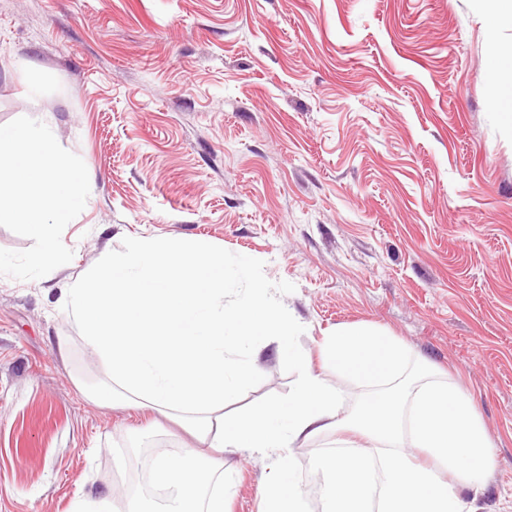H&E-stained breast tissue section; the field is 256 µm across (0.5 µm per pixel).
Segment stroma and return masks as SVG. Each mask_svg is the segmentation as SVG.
I'll return each instance as SVG.
<instances>
[{
    "mask_svg": "<svg viewBox=\"0 0 512 512\" xmlns=\"http://www.w3.org/2000/svg\"><path fill=\"white\" fill-rule=\"evenodd\" d=\"M493 0H0V125L28 116L79 155L90 195L38 280L0 276V512H127L114 445L173 412L96 403L108 379L65 283L127 237L214 244L295 284L283 302L321 367L342 326L387 333L473 403L494 444L480 512H512V20ZM69 345L61 357L59 341ZM264 380L235 408L287 393ZM341 416L362 394L335 371ZM328 432L289 450L349 447ZM267 458L228 455L227 512H259Z\"/></svg>",
    "mask_w": 512,
    "mask_h": 512,
    "instance_id": "35a3bbf8",
    "label": "stroma"
}]
</instances>
